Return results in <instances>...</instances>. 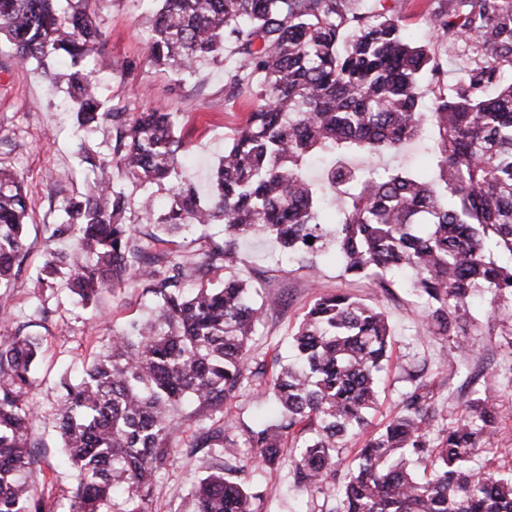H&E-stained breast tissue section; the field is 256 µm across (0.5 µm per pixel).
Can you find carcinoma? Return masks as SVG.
I'll list each match as a JSON object with an SVG mask.
<instances>
[{"mask_svg":"<svg viewBox=\"0 0 512 512\" xmlns=\"http://www.w3.org/2000/svg\"><path fill=\"white\" fill-rule=\"evenodd\" d=\"M93 0H0V38L18 64L45 71L59 56L74 104L80 140L112 120L115 164L139 187H166L168 208L156 213L141 195V220L158 232L125 223L130 198L103 174L109 161L84 150L102 171L68 201L66 222L51 238H71V252L46 248L40 283L65 277L74 301L97 304L132 281L157 301L154 316L108 338L78 381L57 383L56 425L74 482L68 512H149L155 473L178 452L176 416L187 398L222 404L242 380L273 393L283 418L249 430L250 447L273 464L288 455L294 483L318 490L340 467L346 482L336 512H512V472L473 466L480 440L499 420L498 377L473 391L459 415L430 435L438 416L434 388L415 381L385 427L348 462L340 448L359 437L379 401L381 373L393 328L385 313L348 294L318 297L293 337L300 363L266 378L250 365L249 342L265 303L229 273L234 241L260 234L316 272L330 253L345 274L383 288L409 270V287L425 301L427 332L456 336L459 359L470 306L490 294L494 319L512 320V0H441L431 19L437 42L459 43L474 58L452 83L435 46L410 36L396 7L363 12V0H154L149 56L193 73L232 42L239 66L232 88L258 79V104L212 170L203 196L179 177L183 140L177 113L155 108L124 118L98 93L90 60L105 58ZM435 90L422 109L421 84ZM436 131L434 178L427 171L353 166L352 154L398 150L425 124ZM334 163L321 182L304 170L309 156ZM346 200L342 217H326L325 189ZM26 193L17 176L0 171V322L9 287L26 255ZM222 223L229 240L206 254L208 284L189 255L151 251L193 224ZM312 243H307L308 239ZM42 338L0 335V512H57L56 501L32 480L39 466L30 430L37 418L24 397L37 382ZM233 425L209 420L195 447L237 454ZM186 512H252L245 479L220 470L188 493Z\"/></svg>","mask_w":512,"mask_h":512,"instance_id":"cac0c4a2","label":"carcinoma"}]
</instances>
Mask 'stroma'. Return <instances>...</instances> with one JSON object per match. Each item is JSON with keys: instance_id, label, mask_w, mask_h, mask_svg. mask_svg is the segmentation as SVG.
I'll list each match as a JSON object with an SVG mask.
<instances>
[{"instance_id": "obj_1", "label": "stroma", "mask_w": 512, "mask_h": 512, "mask_svg": "<svg viewBox=\"0 0 512 512\" xmlns=\"http://www.w3.org/2000/svg\"><path fill=\"white\" fill-rule=\"evenodd\" d=\"M150 9L146 0H98L96 22L111 62L96 74L99 92L108 105L131 114L159 105L178 113V132L185 144L183 173L204 190L225 142L245 124L256 104L254 90L248 86L230 89L228 75L238 66L239 58L229 45L222 61L190 75L152 66L147 37ZM68 111L64 87L52 85L34 68L19 65L12 46L0 41V168L20 177L31 211L27 254L9 290V326H25L27 334L42 337L44 342L38 384L29 391L27 401L42 419L34 442L46 492L61 504L67 501L72 473L59 466V441L50 429L58 403L56 382L64 370L74 371L89 363L107 336L123 331L131 321L146 318L154 305L153 296L143 288L126 286L104 295L99 309L92 312L71 304L64 280L50 288L41 287L37 280L52 226L61 223L67 200L84 191L81 148H90L102 158L112 156L111 122L101 124L82 143L73 134ZM233 271L256 286L260 295L277 299L276 305L267 309L250 352L252 361L269 369L275 360H287L289 342L320 294L344 291L385 312L394 330L392 353L379 407L368 416L367 432L382 430L397 413L400 400L411 387L409 374H422L433 384L437 406L444 418L450 419L469 398L464 370L487 376L512 365V347L502 336V323L489 318L483 308L472 311V350L461 367L454 359H442L448 341L427 334L423 303L404 285L385 289L369 280L352 279L344 274L342 264L332 259L320 261L316 277H309L306 269L289 261L279 244L264 237L236 241ZM37 301L43 302L48 318L34 325L29 308ZM501 403L504 415L479 458L485 468L506 473L512 471V387L504 389ZM212 412L211 405L196 402L180 410V451L157 474L148 501L150 512H183L193 481L208 467L231 465V458L217 449L191 445L202 419ZM224 416L242 440L248 429L277 420L280 407L274 397H257L254 382L247 379L236 398L225 402ZM239 457L248 463L245 478L253 494L254 512H335L332 484L310 492L295 485L288 460L265 466L257 462L256 449L244 447Z\"/></svg>"}]
</instances>
